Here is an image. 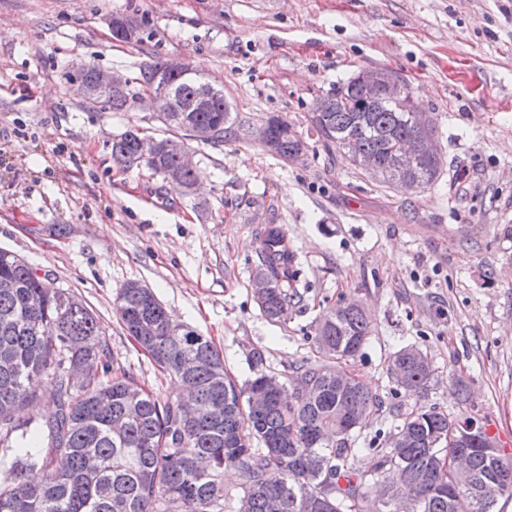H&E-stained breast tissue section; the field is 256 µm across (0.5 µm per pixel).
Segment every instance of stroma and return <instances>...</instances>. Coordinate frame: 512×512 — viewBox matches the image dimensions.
Wrapping results in <instances>:
<instances>
[{"label":"stroma","instance_id":"stroma-1","mask_svg":"<svg viewBox=\"0 0 512 512\" xmlns=\"http://www.w3.org/2000/svg\"><path fill=\"white\" fill-rule=\"evenodd\" d=\"M121 14L138 21L136 41L113 38ZM167 59L223 88L251 125L286 118L302 155L192 139L189 192L114 162L126 130L165 136L141 73ZM84 64L129 80L126 111L77 92L70 76ZM371 68L407 80L434 117L442 172L428 187L380 183L310 122L319 98ZM269 224L282 225L300 271L281 323L254 294ZM0 248L79 297L114 362L161 397L173 381L116 316L128 282L210 338L240 381L256 350L264 371L291 374L315 357L322 316L358 303L372 333L350 370L382 400L354 442L363 466L399 414L433 406L496 426L512 458V0H0ZM408 345L436 367L412 396L386 374Z\"/></svg>","mask_w":512,"mask_h":512}]
</instances>
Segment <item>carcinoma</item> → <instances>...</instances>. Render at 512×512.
<instances>
[{
    "mask_svg": "<svg viewBox=\"0 0 512 512\" xmlns=\"http://www.w3.org/2000/svg\"><path fill=\"white\" fill-rule=\"evenodd\" d=\"M213 91V111L182 112L172 129L205 126L244 139L249 124L233 117L224 90L195 74L177 76L172 91L190 108L202 88ZM100 98L122 111L129 93ZM412 88L400 100L364 97L357 78L336 86L315 103L311 123L327 145L368 153L383 161L391 151L425 132L410 121ZM272 133L266 147L288 158L302 145L288 120L267 119ZM136 131L112 141L120 163H141L158 173L174 166L185 149L174 137L163 139L153 160L138 155ZM441 159L421 157L388 170L383 182L407 180L423 188L439 177ZM295 255L278 224L265 227L256 274L272 288L263 315L286 319L297 293L288 292L297 275ZM15 288L0 291V512H403L400 498L377 510L376 486L410 488L411 512H495L498 498L512 493V459L501 453L485 426L480 442L463 448L458 426L476 422L450 417L435 407L411 411L387 440L372 449L377 461L365 470L361 449L352 447L380 397L359 376L339 385L343 364L355 359L372 331L355 304L328 312L315 327L318 359L293 370V387L310 385L315 396L282 395L277 376L260 369L263 356L252 353L253 377L244 384L224 370L210 338L194 329L170 333L172 315L151 300L148 290L124 287L116 299L123 329L166 375L193 392L195 415L186 422L179 397L160 398L125 369L109 367V351L89 308H66V290L48 288L22 258L0 252V278ZM150 319L153 336H136V323ZM435 367L422 350L403 347L388 358L387 374L408 395L428 386ZM53 374L55 413L42 426V441L23 442L26 422L19 413L34 403L44 376ZM466 454L467 468L453 462ZM241 472L240 490L224 487V469ZM38 469L42 479H28Z\"/></svg>",
    "mask_w": 512,
    "mask_h": 512,
    "instance_id": "obj_1",
    "label": "carcinoma"
}]
</instances>
